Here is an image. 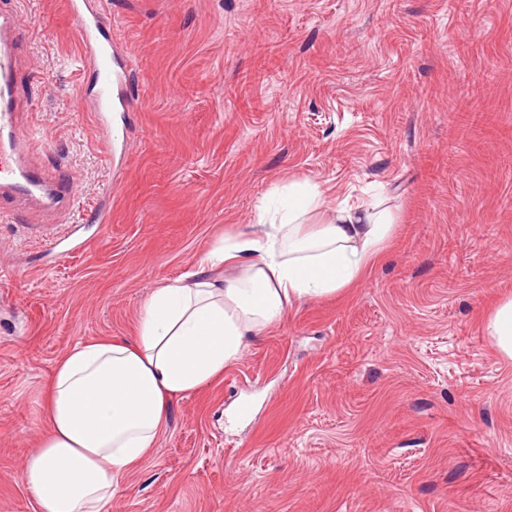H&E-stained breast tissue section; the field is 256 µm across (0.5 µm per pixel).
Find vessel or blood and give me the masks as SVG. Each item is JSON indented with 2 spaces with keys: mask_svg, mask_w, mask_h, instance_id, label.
I'll list each match as a JSON object with an SVG mask.
<instances>
[{
  "mask_svg": "<svg viewBox=\"0 0 512 512\" xmlns=\"http://www.w3.org/2000/svg\"><path fill=\"white\" fill-rule=\"evenodd\" d=\"M65 9L85 52L79 102L91 105L108 150L119 137L112 127V114L130 96L132 77L118 60L107 14L90 9L87 0H65ZM20 35L16 12L0 11V200L19 198L60 209L74 198L75 184L63 175L47 178L32 157L31 136L18 137L12 132L18 110Z\"/></svg>",
  "mask_w": 512,
  "mask_h": 512,
  "instance_id": "b4317fda",
  "label": "vessel or blood"
}]
</instances>
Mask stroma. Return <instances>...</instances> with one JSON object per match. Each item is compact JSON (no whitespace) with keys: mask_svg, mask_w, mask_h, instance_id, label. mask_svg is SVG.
Returning a JSON list of instances; mask_svg holds the SVG:
<instances>
[{"mask_svg":"<svg viewBox=\"0 0 512 512\" xmlns=\"http://www.w3.org/2000/svg\"><path fill=\"white\" fill-rule=\"evenodd\" d=\"M133 57L128 150L79 111L62 0H13L23 132L78 192L0 222V512H37L20 463L78 343L134 336L274 188L376 198L397 218L351 288L288 308L223 375L173 399L110 512H512V0H102ZM110 221L89 223L99 206ZM90 243L43 242L61 220ZM487 335L491 337L499 351L512 359V299L503 301L490 317Z\"/></svg>","mask_w":512,"mask_h":512,"instance_id":"1","label":"stroma"}]
</instances>
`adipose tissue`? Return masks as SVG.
I'll use <instances>...</instances> for the list:
<instances>
[{
  "instance_id": "adipose-tissue-1",
  "label": "adipose tissue",
  "mask_w": 512,
  "mask_h": 512,
  "mask_svg": "<svg viewBox=\"0 0 512 512\" xmlns=\"http://www.w3.org/2000/svg\"><path fill=\"white\" fill-rule=\"evenodd\" d=\"M317 185L294 181L285 204L259 205L181 278L155 289L129 339L78 343L43 388L46 430L22 461L38 512H107L127 472L165 431L172 399L221 376L288 305L336 294L382 257L393 215L338 203L330 221Z\"/></svg>"
}]
</instances>
